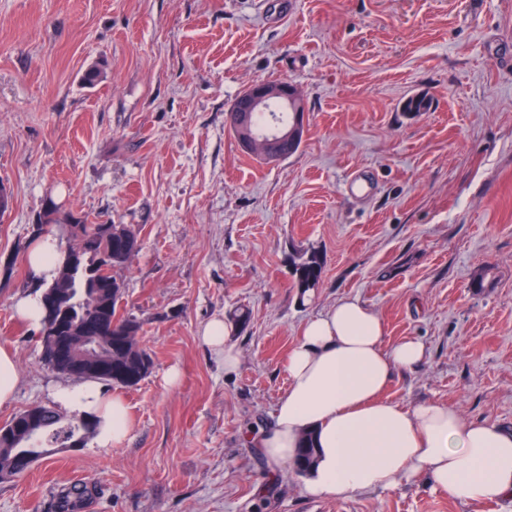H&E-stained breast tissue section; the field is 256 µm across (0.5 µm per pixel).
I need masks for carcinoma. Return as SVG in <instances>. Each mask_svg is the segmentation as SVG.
Wrapping results in <instances>:
<instances>
[{
  "label": "carcinoma",
  "instance_id": "obj_1",
  "mask_svg": "<svg viewBox=\"0 0 512 512\" xmlns=\"http://www.w3.org/2000/svg\"><path fill=\"white\" fill-rule=\"evenodd\" d=\"M49 224L68 227L67 249L82 254L74 268L65 267L64 248H58L57 275L50 282L39 283L42 292L66 295L60 311L68 319L66 337L71 348L65 356L55 353L54 321L43 315L40 338L42 360L56 372L85 381L106 385L134 387L152 370L153 361L138 340L141 324L134 317L120 313L125 294L119 271L127 268L140 251L139 236L129 224H114L107 230L102 224H89L71 213H62L49 199L37 220V232ZM322 267L318 257L300 255L294 261V276L301 294L316 288ZM41 440L47 448H70L74 442L85 447L95 434V426L86 418L67 417L57 410L40 405ZM30 409L17 413L0 427V472L11 471L18 476L29 467L18 460V449L26 441L23 423ZM315 453L312 435L301 441L295 470L303 472L313 462ZM89 494L83 484L71 485L60 492L56 512H81Z\"/></svg>",
  "mask_w": 512,
  "mask_h": 512
}]
</instances>
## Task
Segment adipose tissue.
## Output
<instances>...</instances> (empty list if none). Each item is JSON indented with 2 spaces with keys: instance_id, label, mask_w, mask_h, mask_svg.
<instances>
[{
  "instance_id": "obj_1",
  "label": "adipose tissue",
  "mask_w": 512,
  "mask_h": 512,
  "mask_svg": "<svg viewBox=\"0 0 512 512\" xmlns=\"http://www.w3.org/2000/svg\"><path fill=\"white\" fill-rule=\"evenodd\" d=\"M384 337L382 319L355 297L302 325L284 365L288 388L259 440L266 459L292 465L309 434L315 457L304 490L312 496L391 490L423 477L462 502L512 498V431L441 404L390 400L393 376L420 366L425 347L413 338L388 345ZM55 400L96 421L98 447L119 446L130 432L123 399L97 382L59 388Z\"/></svg>"
}]
</instances>
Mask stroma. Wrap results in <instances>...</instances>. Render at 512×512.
<instances>
[{
	"label": "stroma",
	"instance_id": "35a3bbf8",
	"mask_svg": "<svg viewBox=\"0 0 512 512\" xmlns=\"http://www.w3.org/2000/svg\"><path fill=\"white\" fill-rule=\"evenodd\" d=\"M260 80L291 82L305 104L299 150L275 162L229 131ZM412 97L426 109L405 112ZM354 175L365 195L347 189ZM0 182V347L19 373L0 425L73 383L12 308L32 290L46 200L136 228L123 311L153 359L138 386L113 389L125 441L0 481V512H55L75 483L91 489L82 512H512L423 479L313 498L256 444L302 324L346 296L381 317L386 343L426 348L391 400L512 426V0H0ZM304 253L323 266L305 294ZM238 308L250 320L229 328V373L198 331ZM322 267L318 257L314 254L305 256L302 254L294 261V276L297 288H300L301 293L305 294L308 291L316 288L321 276Z\"/></svg>",
	"mask_w": 512,
	"mask_h": 512
}]
</instances>
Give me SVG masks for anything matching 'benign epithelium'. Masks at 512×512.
I'll return each mask as SVG.
<instances>
[{"label": "benign epithelium", "instance_id": "1", "mask_svg": "<svg viewBox=\"0 0 512 512\" xmlns=\"http://www.w3.org/2000/svg\"><path fill=\"white\" fill-rule=\"evenodd\" d=\"M277 101L293 112L288 125L267 133H259L252 123V115ZM235 120L232 126L240 149L266 160L283 158V147L295 148L305 137V106L297 88L288 81H258L246 88L239 96Z\"/></svg>", "mask_w": 512, "mask_h": 512}]
</instances>
